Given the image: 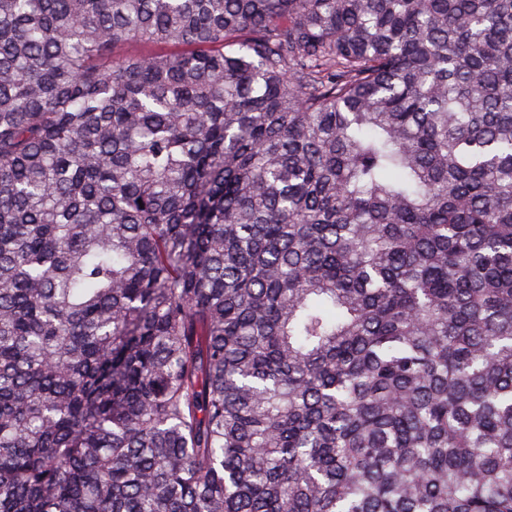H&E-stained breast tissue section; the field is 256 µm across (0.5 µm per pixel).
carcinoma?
Masks as SVG:
<instances>
[{"label": "carcinoma", "instance_id": "carcinoma-1", "mask_svg": "<svg viewBox=\"0 0 512 512\" xmlns=\"http://www.w3.org/2000/svg\"><path fill=\"white\" fill-rule=\"evenodd\" d=\"M0 512H512V0H0Z\"/></svg>", "mask_w": 512, "mask_h": 512}]
</instances>
